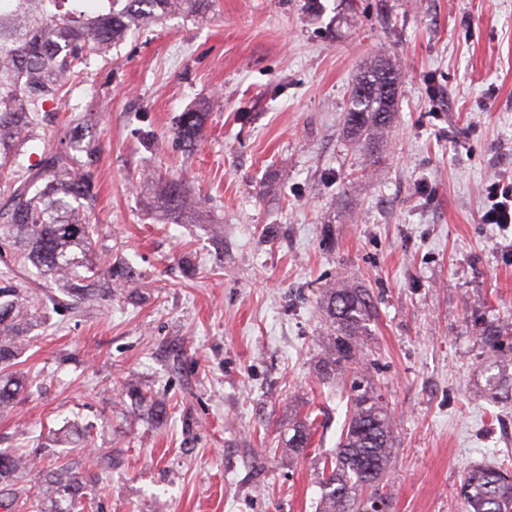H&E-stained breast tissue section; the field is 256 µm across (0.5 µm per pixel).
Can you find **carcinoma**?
I'll use <instances>...</instances> for the list:
<instances>
[{
    "instance_id": "obj_1",
    "label": "carcinoma",
    "mask_w": 512,
    "mask_h": 512,
    "mask_svg": "<svg viewBox=\"0 0 512 512\" xmlns=\"http://www.w3.org/2000/svg\"><path fill=\"white\" fill-rule=\"evenodd\" d=\"M101 2L104 7L89 11L82 0H0V166L13 167L12 177L4 183L6 200L0 206V252L10 253V263L0 270V412L17 403L27 383L26 375L14 369L25 347L24 330L45 317L39 300L15 284L11 264H31L38 276L78 300L86 299L83 289L73 287L82 271L103 273L120 286L137 277L131 265L101 270L87 260L95 241L84 202L93 201L96 191L95 149L82 144L78 135L85 116L69 114L63 122L68 147L44 149L35 165L18 161L17 140L36 138L45 104L60 98L67 77L87 64L89 55L105 51L147 19L213 6V0ZM396 80L397 74L380 59L351 90L345 124L368 145L391 124ZM201 121V113L184 112L172 133L192 148ZM80 153L86 154V161L78 159ZM163 198L172 211L191 206L181 181L174 178L166 181ZM323 300L325 351L318 374L322 379L351 375L353 397L336 453L318 475L319 512H366L376 496L389 504L385 476L393 455L387 404L363 363L362 336L371 304L362 288H326ZM477 340L493 356L483 370L484 390L493 399L512 398V333L490 323ZM120 396L136 410L148 409L158 423L168 417L167 404L131 380L122 384ZM310 440L309 426L299 422L288 438V453L303 454ZM33 470L30 456L0 451V495L21 500L28 512H81L93 505L91 492L100 482L101 466L70 460L28 485ZM460 495L464 512H512V471L474 467Z\"/></svg>"
}]
</instances>
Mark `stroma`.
<instances>
[{"instance_id":"stroma-1","label":"stroma","mask_w":512,"mask_h":512,"mask_svg":"<svg viewBox=\"0 0 512 512\" xmlns=\"http://www.w3.org/2000/svg\"><path fill=\"white\" fill-rule=\"evenodd\" d=\"M380 53L402 78L373 166L344 115ZM46 109L21 162L84 114L95 259L139 279L71 306L14 266L48 306L0 448L94 425L95 448L64 449L119 454L98 512H318L349 402L317 374L322 290L347 282L373 301L389 512H463L468 470L512 469V402L479 389L476 340L481 324L512 328V228L481 221L486 185L512 175V0H216L130 31ZM184 112L206 115L191 151L170 134ZM174 176L195 204L169 224L157 200ZM128 379L168 403L166 422L130 411ZM307 414L310 445L289 457Z\"/></svg>"}]
</instances>
